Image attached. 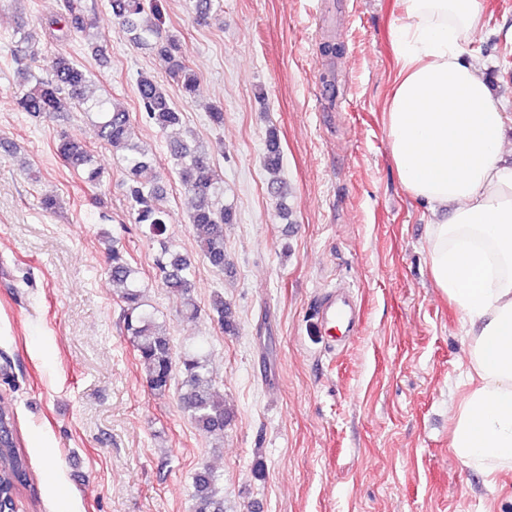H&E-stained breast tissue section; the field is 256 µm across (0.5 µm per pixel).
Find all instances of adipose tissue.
<instances>
[{"mask_svg":"<svg viewBox=\"0 0 512 512\" xmlns=\"http://www.w3.org/2000/svg\"><path fill=\"white\" fill-rule=\"evenodd\" d=\"M397 72L387 134L398 177L431 211L426 243L436 288L469 326L467 389L450 446L489 480L512 470V116L491 98L463 47L482 27L479 0H397Z\"/></svg>","mask_w":512,"mask_h":512,"instance_id":"ef3b65f1","label":"adipose tissue"}]
</instances>
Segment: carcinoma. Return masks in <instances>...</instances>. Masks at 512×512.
Here are the masks:
<instances>
[{"instance_id": "carcinoma-1", "label": "carcinoma", "mask_w": 512, "mask_h": 512, "mask_svg": "<svg viewBox=\"0 0 512 512\" xmlns=\"http://www.w3.org/2000/svg\"><path fill=\"white\" fill-rule=\"evenodd\" d=\"M63 12L32 25L18 26L12 52L18 61L16 69L20 94L16 99L18 111L32 116L69 112L91 102V118L98 138L122 152V160L130 174L126 197L135 223L145 227L146 234L155 240L167 232L170 212L156 175L154 159L130 137V115L109 99L90 100V75L64 54L55 56L48 73H41L37 63L44 52L39 30L57 41L88 36L91 23L81 0H62ZM221 0H194L196 20L205 21L221 10ZM112 10L122 31L135 45L151 49L169 60H175L170 78L180 87L182 95L193 98L199 92L195 71L186 65L180 40L162 33V16L158 6L146 5V0H112ZM141 112L162 130L181 123L180 113L172 105L169 94L154 76L142 73L137 83ZM58 154L70 165L82 169L85 182L95 185L100 171L93 164L86 146L63 135L56 146ZM168 151L176 161L180 181L191 197L193 212L190 224L203 257L209 264L224 270L228 265L224 249V226L234 223V212L228 206L215 204L216 177L206 153L193 141L174 137ZM263 167L269 175L270 193L282 201L288 195L280 178L282 156L276 130L266 137ZM112 282L121 289V332L136 354V359L150 391L158 396L169 392L173 378H178V400L191 422L206 433H222L231 421L232 412L215 392V381L202 350H186L175 356L166 329L155 313L146 308L142 288L144 281L138 268L126 259L115 245L108 248ZM156 268L162 284L179 294L183 300L182 315L197 316L194 297L195 271L189 258L161 248ZM213 311L224 334L239 332L236 312L224 297L213 298ZM11 436V446L0 447V512H15L20 490L32 481L30 462L21 447L14 414L0 409V427ZM191 512H224V480L209 466L203 465L192 476Z\"/></svg>"}]
</instances>
